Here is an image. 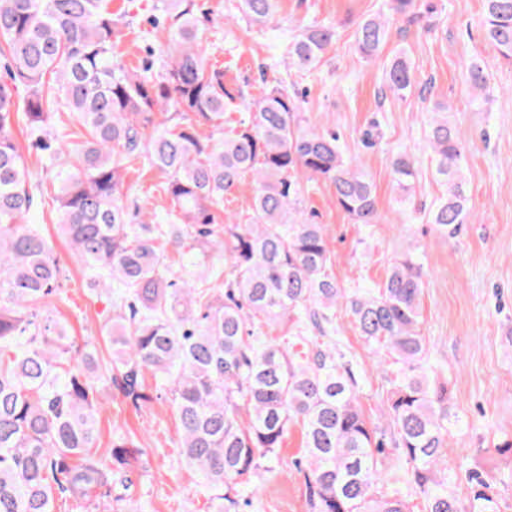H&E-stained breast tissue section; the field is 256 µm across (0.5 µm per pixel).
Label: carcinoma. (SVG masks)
Segmentation results:
<instances>
[{"mask_svg":"<svg viewBox=\"0 0 512 512\" xmlns=\"http://www.w3.org/2000/svg\"><path fill=\"white\" fill-rule=\"evenodd\" d=\"M112 0H0V512H55L58 499L112 512L116 493L133 484L142 449L119 437L97 454L104 389L113 387L140 411L171 396L180 450L221 510L238 505L263 460L281 447L288 424L303 428L304 474L311 512H410L397 495L380 497L387 443L360 409L356 381L320 339L345 302L360 336L398 364L390 379L392 445L411 468L425 512H500L478 475L461 501L437 474L448 470L452 413L448 385L425 360L421 304L424 264L405 255L382 286L345 294L330 273L324 226L303 217L304 173L334 189L353 223L381 220L373 182L344 157L340 136L298 122L299 93L278 83L264 89L248 117L224 130L237 99L224 69L209 63L208 14L197 0H165L172 31L167 60L154 74L112 58L124 15ZM362 19L354 51L379 57L390 39L388 15L414 17L418 0H386ZM278 0H239L249 25L263 29ZM485 39L512 63V0H483ZM337 29L313 23L288 43L299 72L316 69L333 50ZM473 101L494 99L487 65L464 63ZM416 89L406 52L384 69L382 93ZM86 131L76 144L50 142L59 103ZM450 108L436 103L428 122L434 174L446 191L427 222L456 237L470 216L465 145ZM166 113L157 121L156 114ZM22 124L50 151L59 226L72 257L121 291L106 294L111 358L71 340L51 311L61 299V267L50 241L30 224L35 186L15 136ZM206 125L218 136L202 137ZM147 155L166 180L168 224H151L129 200L126 162ZM405 202L418 179L416 160L390 161ZM254 182L246 218L224 214V198L247 176ZM215 269L224 253V289L167 276L164 248ZM305 313L311 336L260 337L288 315ZM151 373L155 385L145 383Z\"/></svg>","mask_w":512,"mask_h":512,"instance_id":"1","label":"carcinoma"}]
</instances>
